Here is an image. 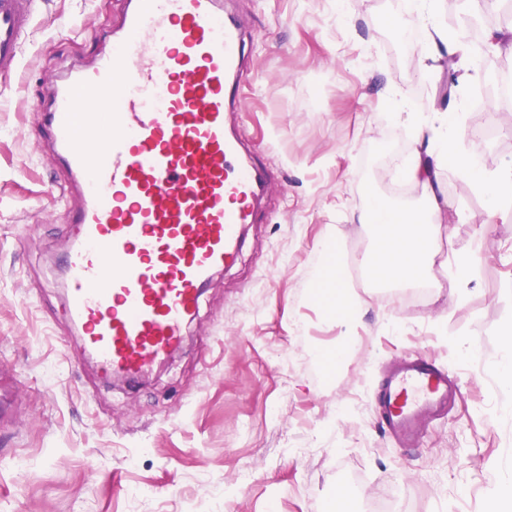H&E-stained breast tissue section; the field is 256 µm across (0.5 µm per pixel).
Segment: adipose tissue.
Returning <instances> with one entry per match:
<instances>
[{"label": "adipose tissue", "mask_w": 512, "mask_h": 512, "mask_svg": "<svg viewBox=\"0 0 512 512\" xmlns=\"http://www.w3.org/2000/svg\"><path fill=\"white\" fill-rule=\"evenodd\" d=\"M441 158L414 151L403 168L406 179L424 189L427 212L394 207L380 201L359 211V223L369 225L375 240L370 256L361 264L373 280L395 286H416L429 277V259L440 244L436 219L442 210L437 175Z\"/></svg>", "instance_id": "ef3b65f1"}]
</instances>
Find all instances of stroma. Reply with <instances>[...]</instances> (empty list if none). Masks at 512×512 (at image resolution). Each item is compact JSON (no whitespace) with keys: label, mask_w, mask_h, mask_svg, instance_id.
I'll use <instances>...</instances> for the list:
<instances>
[{"label":"stroma","mask_w":512,"mask_h":512,"mask_svg":"<svg viewBox=\"0 0 512 512\" xmlns=\"http://www.w3.org/2000/svg\"><path fill=\"white\" fill-rule=\"evenodd\" d=\"M22 68L0 91V512H332L344 491L364 512L371 489H416L396 512H484L512 460V391L491 385L512 328V222L493 217L475 181L439 173L448 204L440 236L471 258L459 295L438 252L422 302L361 278L354 332L321 294L322 260L373 246L356 213L392 202L401 183L388 152L408 156L413 127L447 112L455 150L485 173L512 161V99L484 97L512 50L481 48L469 17L481 0H437L442 46L425 59L421 28L400 0H229L248 38L240 133L271 186L233 262L213 272L180 348L136 383L106 377L82 353L59 261L80 200L49 162L51 131L34 103L44 77L103 55L123 0H34ZM451 85L449 101L439 90ZM414 115L403 125L396 103ZM496 134L472 141L475 122ZM348 359L337 365V347ZM420 354L446 365L461 392L417 445L401 447L372 407L389 361ZM26 456L24 470L11 468Z\"/></svg>","instance_id":"obj_1"}]
</instances>
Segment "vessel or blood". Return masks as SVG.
I'll return each instance as SVG.
<instances>
[{"instance_id":"1","label":"vessel or blood","mask_w":512,"mask_h":512,"mask_svg":"<svg viewBox=\"0 0 512 512\" xmlns=\"http://www.w3.org/2000/svg\"><path fill=\"white\" fill-rule=\"evenodd\" d=\"M31 19L32 0H0L1 85L19 72ZM243 42L224 0H126L111 54L51 82L35 105L83 191L65 266L69 315L105 375L136 380L178 348L267 188L226 132ZM454 392L446 369L409 357L384 377L374 409L409 440Z\"/></svg>"}]
</instances>
